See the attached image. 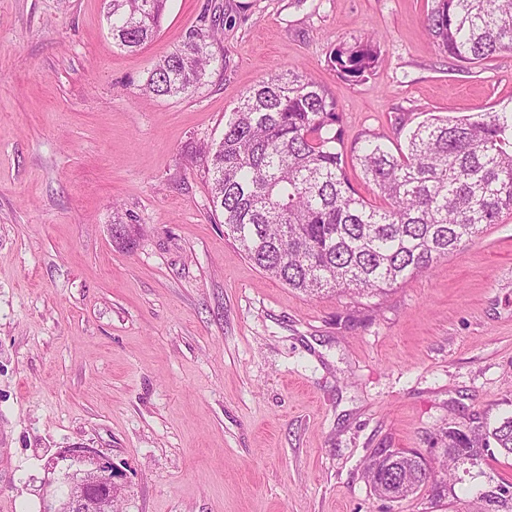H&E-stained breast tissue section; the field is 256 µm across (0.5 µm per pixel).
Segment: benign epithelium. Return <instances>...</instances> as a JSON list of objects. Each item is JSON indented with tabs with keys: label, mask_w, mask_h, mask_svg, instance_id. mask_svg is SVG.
<instances>
[{
	"label": "benign epithelium",
	"mask_w": 512,
	"mask_h": 512,
	"mask_svg": "<svg viewBox=\"0 0 512 512\" xmlns=\"http://www.w3.org/2000/svg\"><path fill=\"white\" fill-rule=\"evenodd\" d=\"M58 460L79 469L67 477V493L52 512H112V487L122 473L111 462L88 448H69Z\"/></svg>",
	"instance_id": "1"
}]
</instances>
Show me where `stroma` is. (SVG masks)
Instances as JSON below:
<instances>
[{"mask_svg": "<svg viewBox=\"0 0 512 512\" xmlns=\"http://www.w3.org/2000/svg\"><path fill=\"white\" fill-rule=\"evenodd\" d=\"M430 0H169L152 43L113 46L102 0H0V512H42L59 452L122 470L124 512H472L512 482L490 449L453 492L377 497L379 451L443 458L452 428L512 415V213L377 295L310 297L224 237L204 145L288 70L337 100L345 145L397 148L426 113L512 108V53L465 71ZM193 93L143 95L202 16ZM380 62L340 79V43Z\"/></svg>", "mask_w": 512, "mask_h": 512, "instance_id": "stroma-1", "label": "stroma"}]
</instances>
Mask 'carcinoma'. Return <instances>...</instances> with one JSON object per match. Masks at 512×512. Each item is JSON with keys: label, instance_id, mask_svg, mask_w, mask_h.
<instances>
[{"label": "carcinoma", "instance_id": "cac0c4a2", "mask_svg": "<svg viewBox=\"0 0 512 512\" xmlns=\"http://www.w3.org/2000/svg\"><path fill=\"white\" fill-rule=\"evenodd\" d=\"M115 47L135 52L160 32L167 0H103ZM425 27L448 58L480 64L512 52V0H431ZM212 22L189 31L149 72L143 90L158 97L187 94L202 83L215 56ZM336 72L361 81L378 62L371 43L342 44ZM335 99L306 73L290 70L246 91L224 113L222 139L203 153L211 176V201L221 212L224 236L260 270L311 296L336 290L381 292L434 262L462 251L512 211V111L465 118L431 115L407 132L392 151L366 135L352 155L343 149ZM359 165L382 203L359 195L346 175ZM444 466L475 465L495 442L512 456V416L462 438L448 429ZM411 482L405 500L436 471L418 470V454L392 451ZM367 466L376 496L375 471ZM484 512H512V483L479 494Z\"/></svg>", "mask_w": 512, "mask_h": 512}]
</instances>
